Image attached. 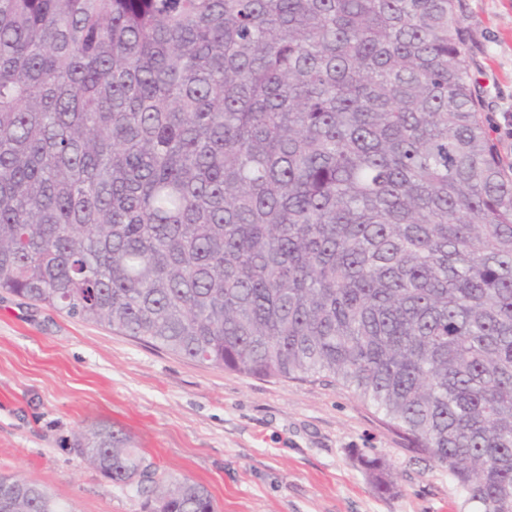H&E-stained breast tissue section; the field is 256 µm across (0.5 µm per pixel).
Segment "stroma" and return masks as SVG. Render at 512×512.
<instances>
[{
  "label": "stroma",
  "instance_id": "stroma-1",
  "mask_svg": "<svg viewBox=\"0 0 512 512\" xmlns=\"http://www.w3.org/2000/svg\"><path fill=\"white\" fill-rule=\"evenodd\" d=\"M456 12L512 163V0H457ZM92 425L125 429L149 461L205 485L218 512H472L445 468L334 379L244 376L0 291V473L75 512H143L76 452ZM361 452L390 463V493Z\"/></svg>",
  "mask_w": 512,
  "mask_h": 512
}]
</instances>
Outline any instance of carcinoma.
<instances>
[{
    "mask_svg": "<svg viewBox=\"0 0 512 512\" xmlns=\"http://www.w3.org/2000/svg\"><path fill=\"white\" fill-rule=\"evenodd\" d=\"M464 45L455 0H0V290L331 376L512 512V164ZM76 451L147 512H215L121 431ZM0 512L74 510L0 474Z\"/></svg>",
    "mask_w": 512,
    "mask_h": 512,
    "instance_id": "obj_1",
    "label": "carcinoma"
}]
</instances>
